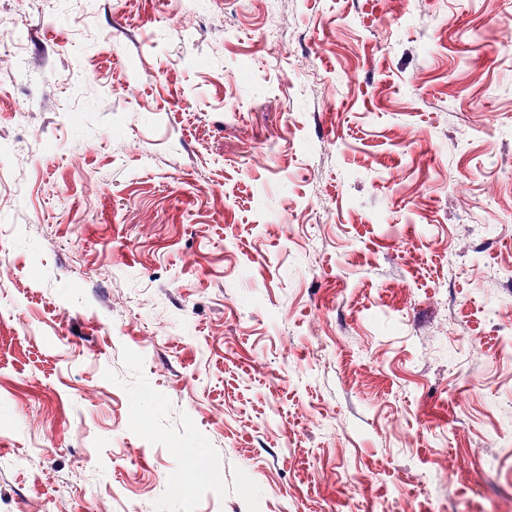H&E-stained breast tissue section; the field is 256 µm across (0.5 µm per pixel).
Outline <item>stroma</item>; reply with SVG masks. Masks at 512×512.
<instances>
[{"label":"stroma","mask_w":512,"mask_h":512,"mask_svg":"<svg viewBox=\"0 0 512 512\" xmlns=\"http://www.w3.org/2000/svg\"><path fill=\"white\" fill-rule=\"evenodd\" d=\"M59 3L0 0V512H512V0Z\"/></svg>","instance_id":"obj_1"}]
</instances>
